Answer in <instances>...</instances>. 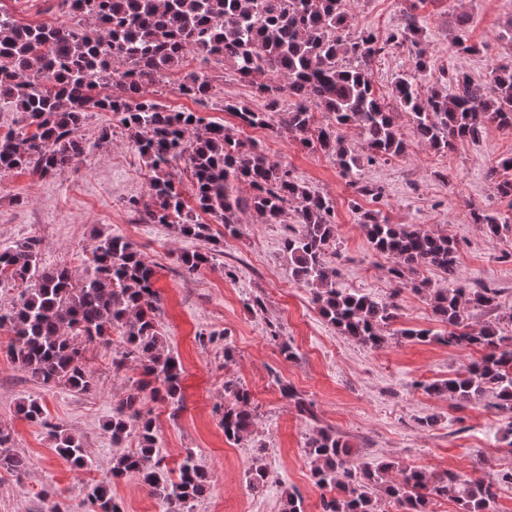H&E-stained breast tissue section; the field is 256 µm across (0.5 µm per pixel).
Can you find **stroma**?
Returning <instances> with one entry per match:
<instances>
[{"instance_id": "obj_1", "label": "stroma", "mask_w": 512, "mask_h": 512, "mask_svg": "<svg viewBox=\"0 0 512 512\" xmlns=\"http://www.w3.org/2000/svg\"><path fill=\"white\" fill-rule=\"evenodd\" d=\"M406 6V0H346L352 30H368L382 40L403 27ZM8 8L24 24L72 23L53 0H8ZM415 15L434 72L460 71L486 82L493 68L512 62V0H425ZM461 39L474 45V52L458 51ZM203 65L200 55L188 54L182 71L157 85L156 98L169 110L233 125V117L218 107L179 93L185 73ZM396 121L406 153L363 168V181L383 191L376 201L358 195L323 153L261 129L243 135L334 200L338 254L332 263L340 272L339 286L395 299L399 326L441 328L423 295L391 279L392 258L370 247L360 223L364 209L379 211L392 224H418L454 238L461 280L500 289L502 303L512 308V242L490 235L472 219L481 209L512 225V203L499 197L486 177L512 155V131L488 126L443 155L415 137L408 114L397 112ZM104 128L110 137L102 141ZM84 131L92 147L77 164L47 177L29 171L0 176V247L33 238L44 267L74 268L90 255L98 234L120 235L153 266L162 298L160 329L183 366L179 409L160 402L151 406L156 446L167 470H176L190 450L210 472V490L193 512H280L287 489L301 496L304 512H321L323 491L304 451L317 424L344 435L361 463L391 460L466 479L512 469V450L503 441L505 420L495 408L484 402L460 407L425 390L426 384L463 371L475 351L402 338L373 350L340 336L320 316L309 287L288 271L282 252L288 225L263 224L249 212L241 214L237 236L198 213V221L219 235L222 251L214 264L185 273L177 253L205 252L212 242L178 237L171 227L144 223L134 213L131 201L149 198L150 173L113 113H92ZM257 298L263 309L252 308ZM273 328L288 341L292 358L271 340ZM202 332L217 334V341H199ZM11 339L0 328V427L10 431L11 447L27 458L28 469L19 477L0 471V512H47L56 503L63 512H87L88 491L108 476L116 453L104 424L140 369L130 362L114 370L115 347L90 344L85 358L96 389L77 394L46 388L7 361L2 350ZM231 378L248 388L256 410L252 435L237 444L225 440L220 424L224 382ZM283 382L313 403L316 421L306 420L281 395ZM25 399L41 401L52 423L82 439L91 468L73 470L53 451L45 429L20 418L16 406ZM424 418L431 426L421 427ZM258 458L270 480L255 490L246 472Z\"/></svg>"}]
</instances>
